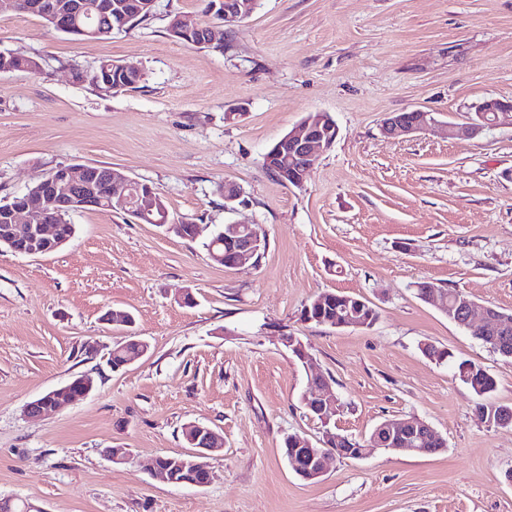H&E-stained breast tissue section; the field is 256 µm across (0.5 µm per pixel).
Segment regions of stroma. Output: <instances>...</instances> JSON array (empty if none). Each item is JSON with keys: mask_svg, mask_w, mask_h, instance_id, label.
<instances>
[{"mask_svg": "<svg viewBox=\"0 0 512 512\" xmlns=\"http://www.w3.org/2000/svg\"><path fill=\"white\" fill-rule=\"evenodd\" d=\"M174 14L204 20L200 0H156L136 27L74 41L41 18L0 15V49L40 63L0 73V199L62 165H108L201 227L188 239L86 210L58 252L0 249V496L44 512H512V426L482 421L454 375L457 361L482 364L495 400L512 406V362L415 293L430 281L512 313V127L469 129L476 104L512 100V0H261L208 47L172 38ZM105 59L138 67V87L104 93L76 79ZM416 108L453 135L382 133L386 114ZM312 112L333 118L336 140L304 188L285 187L263 158ZM227 182L241 190L230 205ZM235 223L264 228L257 265L208 258L205 243ZM321 291L370 301L376 323L303 321ZM114 310L133 324L107 321ZM128 336L148 350L112 369ZM427 344L453 361L431 360ZM312 367L341 405L326 426L304 405ZM84 374L88 396L26 415ZM405 416L439 432L444 450L333 458L311 481L287 462L288 436L364 439ZM190 422L224 437L202 487L149 468L191 453ZM58 393V389H53L27 403L25 408L27 414L37 417H49L54 415L60 409Z\"/></svg>", "mask_w": 512, "mask_h": 512, "instance_id": "1", "label": "stroma"}]
</instances>
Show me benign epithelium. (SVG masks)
Segmentation results:
<instances>
[{
	"label": "benign epithelium",
	"instance_id": "obj_1",
	"mask_svg": "<svg viewBox=\"0 0 512 512\" xmlns=\"http://www.w3.org/2000/svg\"><path fill=\"white\" fill-rule=\"evenodd\" d=\"M254 3L255 0H217L212 9L223 8L224 24L227 25L251 15ZM475 112L476 117L470 119V129L474 134L491 127H512V117H508V114H512V101L487 99L475 106ZM492 112H499L502 117L490 121L488 115ZM329 119L330 116L322 112L301 120L265 154L269 166H279V161L286 155L292 157V166H280L279 169L282 181L288 186L305 187L310 170L323 152L332 147L333 141L325 138L323 133V123ZM437 125L438 120L433 113L412 109L388 114L382 120L381 130L388 137L399 138L427 131ZM94 178L95 174L88 164L59 166L44 177L42 188L35 195L12 202L1 200L0 215L5 224L0 226V247L5 246L13 253L26 256L54 253L69 242L67 238L56 236V224L60 223V217L78 212L84 207H100L104 204H114L140 222L147 219L169 233L178 236L183 234L182 222L170 219L162 197L151 186L112 169L104 178L108 185V195L102 200L91 193V180ZM260 241L252 225L230 224L224 232V242L232 253V259L227 261L224 254L214 251L209 258L216 264L225 263L230 268L252 265ZM477 308V303L469 302L460 309L458 322L464 328H471L477 320L482 329L488 322L487 308H482L478 317L475 316ZM307 392L305 405L317 411L322 424L328 425L338 412V400L331 397L328 381L318 372H310ZM59 401L58 390L53 389L27 403L26 412L31 416L49 417L60 409ZM418 440L444 442L437 431L418 418L390 420L388 426L374 437V449L414 454L418 452L414 448ZM337 441L339 437L327 430L321 440L322 448L319 449L313 447L308 440L294 436L290 443L295 447V452L288 455V462L293 470L299 472L300 459L307 458L306 477L318 478L324 473L327 457L336 454L334 443ZM220 442L221 437L216 430L198 424L189 439L197 452L171 458L161 466L155 463L153 468L169 482L177 484L178 473L188 468L209 471L206 458L218 451Z\"/></svg>",
	"mask_w": 512,
	"mask_h": 512
}]
</instances>
